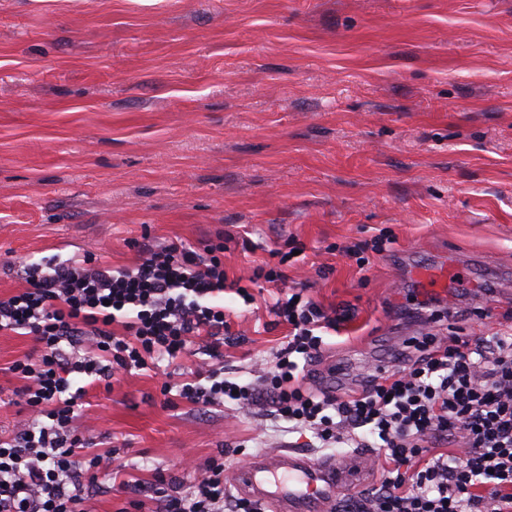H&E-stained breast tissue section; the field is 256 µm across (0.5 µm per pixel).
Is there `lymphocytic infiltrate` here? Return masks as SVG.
Masks as SVG:
<instances>
[{"label": "lymphocytic infiltrate", "mask_w": 512, "mask_h": 512, "mask_svg": "<svg viewBox=\"0 0 512 512\" xmlns=\"http://www.w3.org/2000/svg\"><path fill=\"white\" fill-rule=\"evenodd\" d=\"M304 249L300 243L295 252ZM220 250L147 243L126 268L92 256L24 266L23 288L0 298V331L36 343L9 367L21 382L15 394L24 416L0 437V512H89L88 485L119 471L112 450L77 424L83 384L110 383L188 353L194 339L223 336ZM295 252L281 255L280 267L254 271L274 284L271 312L288 328L257 382L226 379L215 347L191 377L164 380L162 394L204 406L230 399L242 408L265 396L293 430L312 432L326 448L369 436L381 481L351 496L343 512H512V325L477 338L421 334L409 341L401 368L367 375L360 392L311 393L306 368L338 320L306 288L289 286L281 267ZM228 479L213 461L184 493L159 474L133 506L260 512L254 500H229Z\"/></svg>", "instance_id": "f902f5d3"}]
</instances>
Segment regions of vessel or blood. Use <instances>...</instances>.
Masks as SVG:
<instances>
[{
    "instance_id": "1",
    "label": "vessel or blood",
    "mask_w": 512,
    "mask_h": 512,
    "mask_svg": "<svg viewBox=\"0 0 512 512\" xmlns=\"http://www.w3.org/2000/svg\"><path fill=\"white\" fill-rule=\"evenodd\" d=\"M373 471L368 453L311 461L291 450L261 455L234 475L233 486L273 512H333L336 501Z\"/></svg>"
}]
</instances>
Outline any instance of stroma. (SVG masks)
Returning a JSON list of instances; mask_svg holds the SVG:
<instances>
[{"instance_id": "1", "label": "stroma", "mask_w": 512, "mask_h": 512, "mask_svg": "<svg viewBox=\"0 0 512 512\" xmlns=\"http://www.w3.org/2000/svg\"><path fill=\"white\" fill-rule=\"evenodd\" d=\"M392 234L369 263L336 245ZM289 281L347 314L308 368L360 390L421 332L512 320V0H0V297L20 263L137 244H223L228 282L290 239ZM224 373L246 384L285 334L224 295ZM0 333V433L18 420ZM162 375L91 385L79 424L123 474L189 488L181 464L284 449L339 456L266 400H165Z\"/></svg>"}]
</instances>
